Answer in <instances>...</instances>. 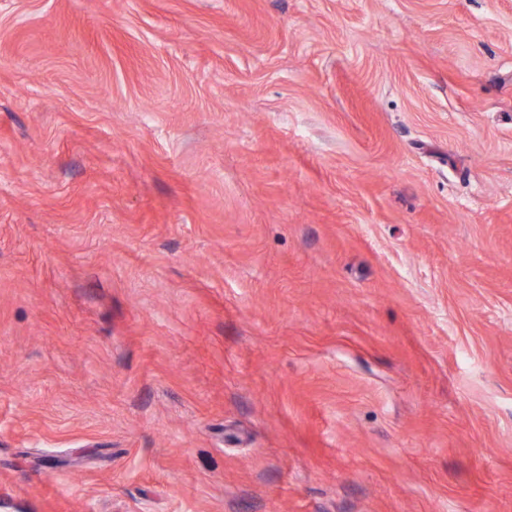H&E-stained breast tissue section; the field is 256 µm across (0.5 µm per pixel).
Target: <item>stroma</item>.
<instances>
[{
	"instance_id": "35a3bbf8",
	"label": "stroma",
	"mask_w": 512,
	"mask_h": 512,
	"mask_svg": "<svg viewBox=\"0 0 512 512\" xmlns=\"http://www.w3.org/2000/svg\"><path fill=\"white\" fill-rule=\"evenodd\" d=\"M0 512H512V0H0Z\"/></svg>"
}]
</instances>
